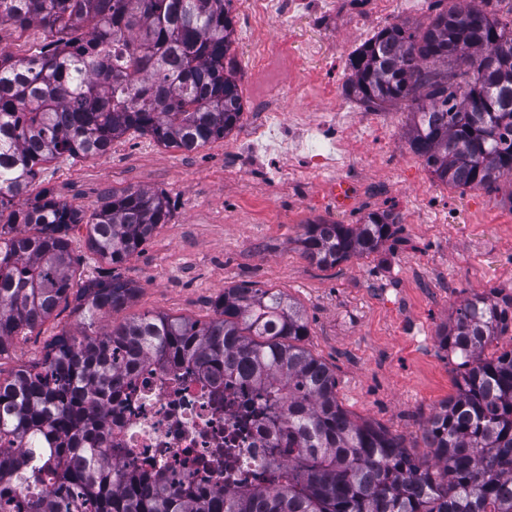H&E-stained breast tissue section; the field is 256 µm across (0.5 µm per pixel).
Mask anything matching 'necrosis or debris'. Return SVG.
<instances>
[{"mask_svg":"<svg viewBox=\"0 0 512 512\" xmlns=\"http://www.w3.org/2000/svg\"><path fill=\"white\" fill-rule=\"evenodd\" d=\"M315 1L326 9L333 6V0H242V6L260 28L284 13L301 17ZM354 127L348 116L319 114L306 121L296 115L286 120L269 100L232 152L238 155L248 147L257 155H297L314 140L325 152L312 158L311 167L321 169L348 157ZM127 383L128 390L109 405L114 459L120 468H155L178 480L187 476L199 486L228 491L265 486L264 463L275 436L263 421L243 416V403L257 397L253 385L225 387L219 402L207 381L195 376L177 381L150 364Z\"/></svg>","mask_w":512,"mask_h":512,"instance_id":"4bbe7bcc","label":"necrosis or debris"}]
</instances>
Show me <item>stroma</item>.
Wrapping results in <instances>:
<instances>
[{"mask_svg": "<svg viewBox=\"0 0 512 512\" xmlns=\"http://www.w3.org/2000/svg\"><path fill=\"white\" fill-rule=\"evenodd\" d=\"M431 3L334 0L333 10L315 7L273 31L254 32L240 0H231L242 122L269 90L288 115L349 113L355 138L345 165L317 173L286 156L246 169L229 158L233 136L187 153L133 131L104 156L44 164L31 194L50 191L88 215L130 187L170 202L167 222L117 267L138 292L104 325L146 313L207 322L216 318L214 303L225 289L280 291L302 307L308 328L302 344L334 370L342 408L426 456L420 428L455 395L459 376L438 343L439 327L474 295H512V177L493 190L441 185L407 144V104L368 108L347 95L345 83L357 47L384 27L427 23ZM269 35L287 43L288 55L260 72L250 64L252 46ZM295 62L304 75L293 72ZM333 181L345 185L346 201L329 193ZM382 211L396 216L398 232L379 252L331 269L303 256L306 224H357ZM79 324L73 306H59L12 339L0 355V374L42 362L56 336Z\"/></svg>", "mask_w": 512, "mask_h": 512, "instance_id": "35a3bbf8", "label": "stroma"}]
</instances>
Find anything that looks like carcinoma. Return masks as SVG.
<instances>
[{
	"instance_id": "carcinoma-1",
	"label": "carcinoma",
	"mask_w": 512,
	"mask_h": 512,
	"mask_svg": "<svg viewBox=\"0 0 512 512\" xmlns=\"http://www.w3.org/2000/svg\"><path fill=\"white\" fill-rule=\"evenodd\" d=\"M231 0H0V25L38 24L52 40L0 52V354L76 295L84 331L64 332L44 360L0 377V512H512V349L484 351L512 328V297L474 295L437 332L458 359L457 392L421 426L431 459L357 421L336 400V376L300 345L304 314L264 288H226L205 324L143 314L95 327L136 288L114 275L74 290L71 227L118 266L170 215L140 188L112 193L85 216L45 191L41 164L104 156L133 130L194 151L237 127ZM415 29L387 26L353 51L346 90L378 109L410 108L409 149L447 186L490 189L512 176V0H436ZM509 8L502 10V3ZM396 218L306 225L303 255L320 268L379 251ZM198 375L215 395L248 382L278 435L272 488L233 492L171 484L162 471L120 470L107 455L109 399L144 363Z\"/></svg>"
}]
</instances>
